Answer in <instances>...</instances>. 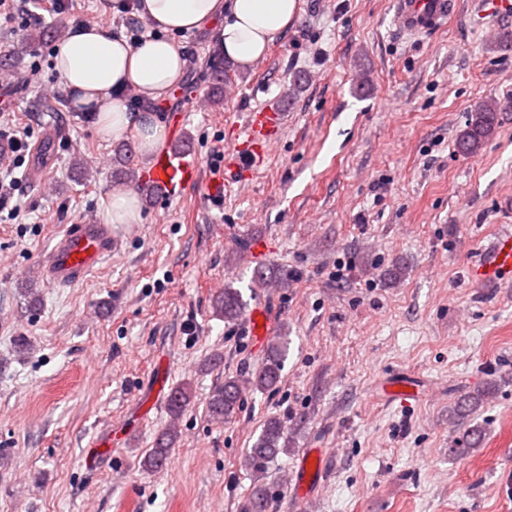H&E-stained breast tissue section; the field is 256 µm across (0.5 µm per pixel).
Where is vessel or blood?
Returning a JSON list of instances; mask_svg holds the SVG:
<instances>
[{"label":"vessel or blood","instance_id":"b4317fda","mask_svg":"<svg viewBox=\"0 0 512 512\" xmlns=\"http://www.w3.org/2000/svg\"><path fill=\"white\" fill-rule=\"evenodd\" d=\"M395 18L404 32L427 34L445 27L456 11L455 0H394ZM285 114L269 105L245 116V141L224 165V176L210 182V196H220L227 184L247 178L263 161L269 146L279 137ZM201 165L191 150H171L157 156L143 173L144 187L163 196H175L197 184ZM116 238L108 224H72L46 259L44 273L54 282L74 284L94 270L115 250ZM472 277L479 283L512 280V229L496 235L487 253L473 263ZM388 397L402 403L418 397L416 385L401 377L389 383ZM322 476L320 457L304 454L292 481L300 498L314 492Z\"/></svg>","mask_w":512,"mask_h":512}]
</instances>
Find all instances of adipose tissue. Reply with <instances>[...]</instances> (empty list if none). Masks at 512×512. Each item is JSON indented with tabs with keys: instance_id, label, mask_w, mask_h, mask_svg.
<instances>
[{
	"instance_id": "1",
	"label": "adipose tissue",
	"mask_w": 512,
	"mask_h": 512,
	"mask_svg": "<svg viewBox=\"0 0 512 512\" xmlns=\"http://www.w3.org/2000/svg\"><path fill=\"white\" fill-rule=\"evenodd\" d=\"M297 11L298 0H139L138 12L158 29L157 37L134 46L98 26L85 25L60 42L55 69L75 106L97 112L102 137L117 141L134 136L149 156L163 145V126L151 111L131 112L123 93L130 89L155 100L179 81L187 61L182 48L169 41V34L222 18L216 48L232 64L246 69L287 32Z\"/></svg>"
}]
</instances>
